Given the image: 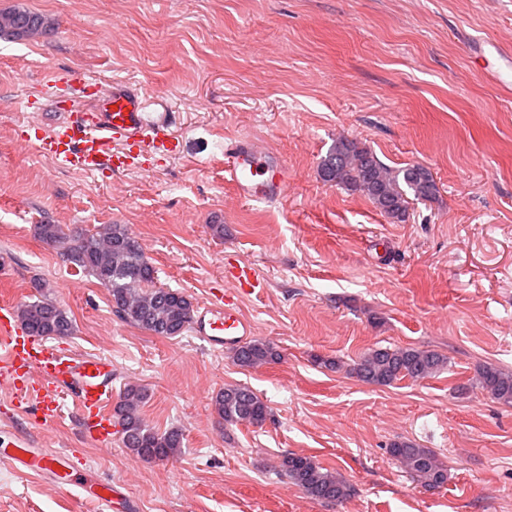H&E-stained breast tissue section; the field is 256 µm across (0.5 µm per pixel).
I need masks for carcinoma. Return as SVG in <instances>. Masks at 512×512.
<instances>
[{
  "mask_svg": "<svg viewBox=\"0 0 512 512\" xmlns=\"http://www.w3.org/2000/svg\"><path fill=\"white\" fill-rule=\"evenodd\" d=\"M48 28L45 17L27 10L0 13V37L23 39L43 34ZM320 177L363 194L381 213L397 221L407 216V192H412L416 200L430 199L438 192L427 168L408 165L389 169L370 149L347 138L338 139L322 160ZM35 234L45 244L59 248L67 261L92 273L107 288L115 311L126 322L169 338L181 335L190 323L191 300L180 291L152 287L154 269L126 225L105 224L92 234L76 231L65 235L57 224H37ZM33 287L40 292V298L22 305L18 312L25 330L38 337L69 335L72 321L67 313L43 294L42 283L36 282ZM231 358L238 366L250 368L276 361L278 353L270 343L256 340L233 349ZM446 367L447 358L432 350L376 347L350 365L347 372L363 383L389 386L404 379L423 380ZM475 387L499 403L512 405V373L484 366L477 373ZM144 398L142 388L130 386L116 404L113 418L120 426L122 442L144 461L168 460L182 447V434L177 430L161 433L150 427L141 413ZM214 405L226 425L259 426L269 415L265 402L241 385L224 387ZM389 453L426 488H439L448 481V468L428 448L395 440ZM279 472L313 500L340 503L351 491L339 474L309 456H282Z\"/></svg>",
  "mask_w": 512,
  "mask_h": 512,
  "instance_id": "1",
  "label": "carcinoma"
}]
</instances>
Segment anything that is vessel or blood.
Wrapping results in <instances>:
<instances>
[{"instance_id":"b4317fda","label":"vessel or blood","mask_w":512,"mask_h":512,"mask_svg":"<svg viewBox=\"0 0 512 512\" xmlns=\"http://www.w3.org/2000/svg\"><path fill=\"white\" fill-rule=\"evenodd\" d=\"M173 141L164 126L150 120L143 93L116 81L97 109H68L66 120L43 129L34 146L65 168L93 173L104 166L117 171L135 168L136 151H162ZM224 172L241 201L278 200L290 179L282 156L249 137L238 138L225 147ZM225 274L243 293L264 285L247 262L229 265ZM191 330L193 336L214 349L238 347L253 334L251 323L231 295L220 303L199 305ZM0 358L5 361L0 367V384L21 399L34 400L42 422L59 417V398L67 393L92 420L101 445H111L113 422L101 415L112 398L111 359L77 356L30 335L12 307L4 304L0 305ZM0 457L19 472H33L64 487L85 486L82 474L70 468L65 455L46 456L29 448L21 438H10L0 448ZM93 492L103 512H136L134 502L123 494L119 483H94Z\"/></svg>"}]
</instances>
